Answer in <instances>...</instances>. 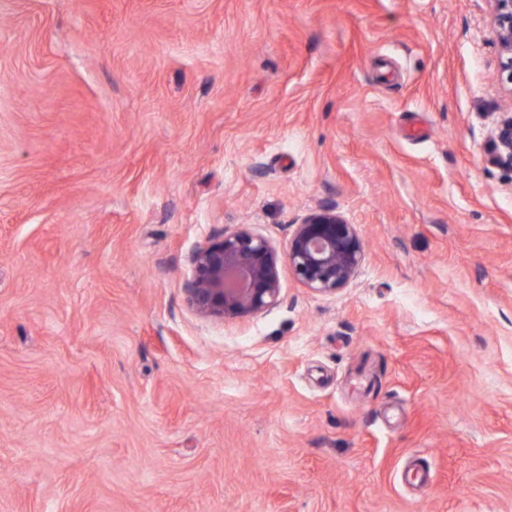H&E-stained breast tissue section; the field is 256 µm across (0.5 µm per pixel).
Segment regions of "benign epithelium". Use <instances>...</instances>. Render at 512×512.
Listing matches in <instances>:
<instances>
[{"instance_id": "benign-epithelium-1", "label": "benign epithelium", "mask_w": 512, "mask_h": 512, "mask_svg": "<svg viewBox=\"0 0 512 512\" xmlns=\"http://www.w3.org/2000/svg\"><path fill=\"white\" fill-rule=\"evenodd\" d=\"M494 26L502 49L501 80L512 87V0H492ZM499 160L512 167V117L495 130ZM280 254L266 236L245 227L194 247L188 257L191 276L184 289L190 308L212 320L256 315L280 298ZM305 287L333 294L346 287L365 259L354 225L334 207L313 210L294 225L285 254Z\"/></svg>"}]
</instances>
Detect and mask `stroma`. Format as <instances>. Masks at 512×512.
Returning <instances> with one entry per match:
<instances>
[{
    "label": "stroma",
    "instance_id": "obj_1",
    "mask_svg": "<svg viewBox=\"0 0 512 512\" xmlns=\"http://www.w3.org/2000/svg\"><path fill=\"white\" fill-rule=\"evenodd\" d=\"M491 0H0V512H512ZM365 261L227 321L188 256ZM293 226L285 258L296 279L322 294L345 288L365 259L364 244L354 224L336 208L322 207Z\"/></svg>",
    "mask_w": 512,
    "mask_h": 512
}]
</instances>
